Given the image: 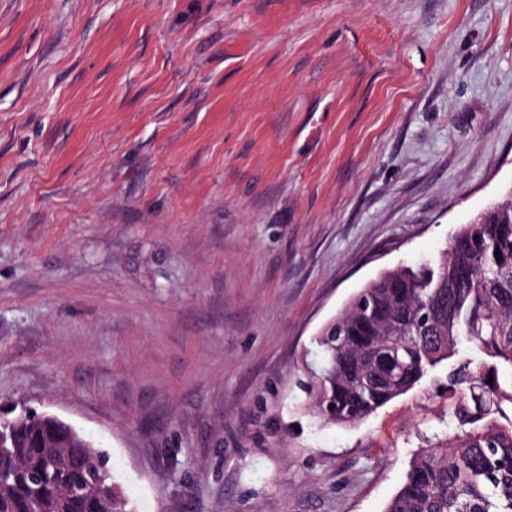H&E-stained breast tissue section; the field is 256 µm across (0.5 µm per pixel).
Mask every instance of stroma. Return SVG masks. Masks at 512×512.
<instances>
[{"label":"stroma","instance_id":"stroma-1","mask_svg":"<svg viewBox=\"0 0 512 512\" xmlns=\"http://www.w3.org/2000/svg\"><path fill=\"white\" fill-rule=\"evenodd\" d=\"M512 189V0H0V420L131 512H385L447 365L353 425L320 329Z\"/></svg>","mask_w":512,"mask_h":512}]
</instances>
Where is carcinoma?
Returning <instances> with one entry per match:
<instances>
[{
    "instance_id": "obj_1",
    "label": "carcinoma",
    "mask_w": 512,
    "mask_h": 512,
    "mask_svg": "<svg viewBox=\"0 0 512 512\" xmlns=\"http://www.w3.org/2000/svg\"><path fill=\"white\" fill-rule=\"evenodd\" d=\"M500 256H495V253ZM312 411L357 423L448 363L454 434L415 453L386 512H512V190L435 261L357 292L315 339ZM40 419L0 429V512H130L108 458Z\"/></svg>"
}]
</instances>
